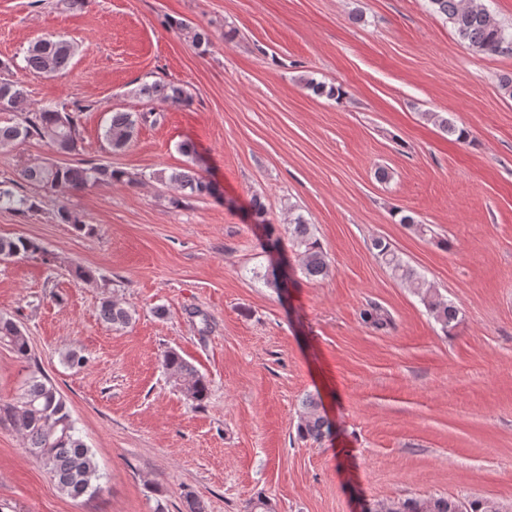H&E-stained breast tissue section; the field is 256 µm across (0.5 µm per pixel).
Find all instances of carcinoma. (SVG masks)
<instances>
[{
	"instance_id": "1",
	"label": "carcinoma",
	"mask_w": 512,
	"mask_h": 512,
	"mask_svg": "<svg viewBox=\"0 0 512 512\" xmlns=\"http://www.w3.org/2000/svg\"><path fill=\"white\" fill-rule=\"evenodd\" d=\"M432 10L451 24L457 36L471 47L485 54L512 51V30H508L497 14L478 0H429ZM169 26L190 34L192 43L207 47L211 43L208 31L193 27L183 20L172 19ZM77 47L52 35L32 42L24 57L25 69L47 78L64 72ZM312 92L321 97L340 99L344 95L341 86L305 79ZM130 94L141 100L179 104L187 99V92L179 85L164 80L144 81L130 90ZM25 100L21 83L8 79L0 80V110L18 109ZM426 117L458 141H465L464 128L448 117L428 112ZM147 120L144 112H114L103 129V139L112 151L126 149L137 135L139 124ZM36 138L45 142L60 155L76 151L79 133L73 115L55 106H45L37 112H26L21 122L0 126V148L16 141ZM20 178L33 193H21L11 181L0 182V210L18 213L36 212L40 209L39 192H55L60 195L80 190L88 185L121 183L126 173L109 164L90 163L82 166L54 163L30 164L21 169ZM140 180L158 181L189 190L190 194H201L211 186L190 170H164L144 174ZM60 224H71L80 230L85 223L61 204L55 212ZM288 241L297 252L299 270L305 278L314 280L330 272L328 254L316 238L312 225L300 214L288 224ZM377 255L402 282L413 288L424 304L428 314L440 325L442 332L450 334L460 323V310L450 300L443 298L430 285L425 276L405 262L389 244L377 240L374 243ZM45 249L33 239L0 237V259L27 257ZM266 287L279 292L288 287V273L272 269L260 275ZM99 317L115 328L128 326L133 313L123 305L107 299L101 302ZM363 320L374 330L387 331L391 318L377 305L363 311ZM0 345L9 347L19 359L31 360L28 336L8 315L0 314ZM162 368L174 379L183 395L198 405L209 396V384L177 352L168 350L162 355ZM303 413L298 431L304 438L322 440L330 433V423L319 411L317 400L309 396L302 402ZM0 427L13 430L20 435L29 452L40 460L58 488L66 495L78 498L94 495L100 489L97 463L91 449L84 443L76 421L64 397L56 385L40 371L35 370L28 378L23 392L14 403L0 405ZM392 512H492L488 500H474L462 504L458 500L441 495L407 498L393 502Z\"/></svg>"
}]
</instances>
